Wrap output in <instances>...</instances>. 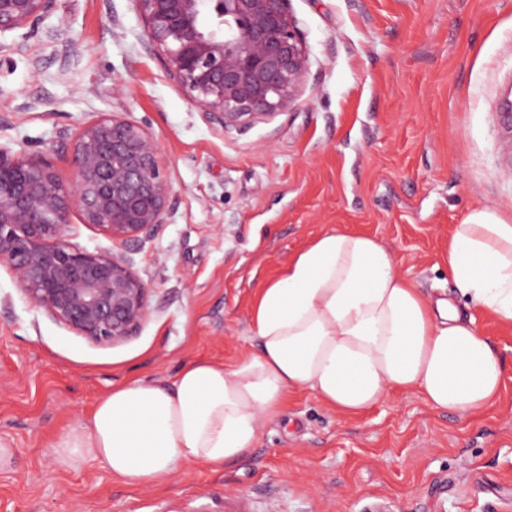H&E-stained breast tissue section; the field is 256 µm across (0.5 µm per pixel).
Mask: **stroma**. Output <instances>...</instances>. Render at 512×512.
Masks as SVG:
<instances>
[{"label":"stroma","instance_id":"35a3bbf8","mask_svg":"<svg viewBox=\"0 0 512 512\" xmlns=\"http://www.w3.org/2000/svg\"><path fill=\"white\" fill-rule=\"evenodd\" d=\"M26 53L0 36V146L57 159L87 121L121 112L159 141L165 224L122 247L70 215L73 242L128 249L151 317L95 344L51 320L0 266V512H512V322L478 327L506 366L495 403L461 416L401 395L344 416L289 396L245 461L165 486L54 447L112 386L168 383L193 359L254 350L263 285L328 229L376 237L426 292L451 290L442 251L475 209L512 222V0H291L310 70L296 103L244 132L211 123L149 55L132 0H62ZM68 66H61V53Z\"/></svg>","mask_w":512,"mask_h":512}]
</instances>
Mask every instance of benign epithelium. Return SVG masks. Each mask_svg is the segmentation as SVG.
Returning a JSON list of instances; mask_svg holds the SVG:
<instances>
[{"instance_id":"7a95c632","label":"benign epithelium","mask_w":512,"mask_h":512,"mask_svg":"<svg viewBox=\"0 0 512 512\" xmlns=\"http://www.w3.org/2000/svg\"><path fill=\"white\" fill-rule=\"evenodd\" d=\"M290 0H134L145 50L191 102L225 131L268 122L300 95L310 58ZM59 0H0V35L27 51ZM63 180L39 155L0 147V265L20 294L55 322L98 344L131 336L150 316L151 287L124 254L89 251L67 233L81 223L124 245L152 236L171 212L174 187L161 149L119 113L83 125Z\"/></svg>"}]
</instances>
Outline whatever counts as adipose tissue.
Masks as SVG:
<instances>
[{"label":"adipose tissue","mask_w":512,"mask_h":512,"mask_svg":"<svg viewBox=\"0 0 512 512\" xmlns=\"http://www.w3.org/2000/svg\"><path fill=\"white\" fill-rule=\"evenodd\" d=\"M457 298L417 288L370 236L324 232L262 288L251 312L254 351L232 365L197 359L168 385L113 386L54 450L57 468L101 464L131 487H160L190 465L214 471L245 459L261 422L290 393L357 415L391 394L473 415L501 391L505 365L476 316L512 321V223L478 209L443 251Z\"/></svg>","instance_id":"1"}]
</instances>
